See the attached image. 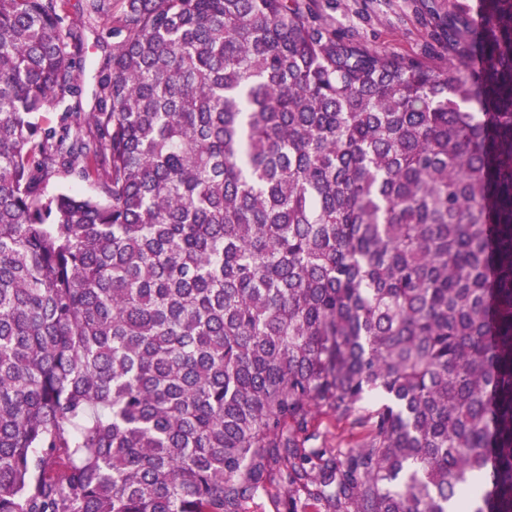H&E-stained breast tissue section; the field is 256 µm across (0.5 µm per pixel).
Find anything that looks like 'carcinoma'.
<instances>
[{"label": "carcinoma", "instance_id": "carcinoma-1", "mask_svg": "<svg viewBox=\"0 0 512 512\" xmlns=\"http://www.w3.org/2000/svg\"><path fill=\"white\" fill-rule=\"evenodd\" d=\"M67 2L0 0V512H512V0L438 24L477 80L316 0ZM85 39V53L82 62L83 68L79 72L78 83L81 87L79 98L81 116H87L94 108V90L99 77V63L103 57L112 52V36L108 35L106 27L102 25L87 26L83 30ZM59 189H65L82 196H92L95 194V186L91 180H84L78 172L64 173L52 176L47 184L49 192H55ZM320 437L317 441H311L314 446L325 445L336 448V446H345L347 443V431L343 425H336L332 419L326 416H319L316 421Z\"/></svg>", "mask_w": 512, "mask_h": 512}]
</instances>
